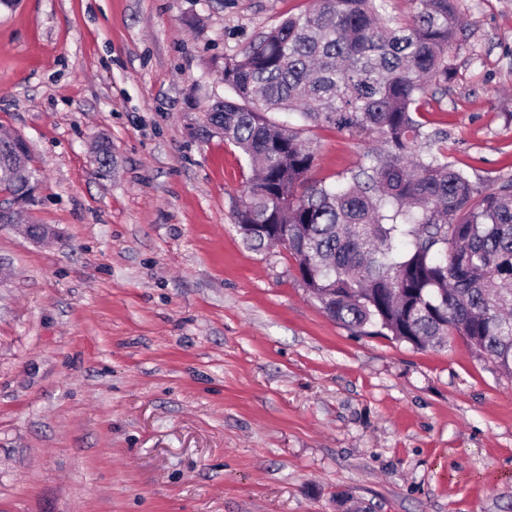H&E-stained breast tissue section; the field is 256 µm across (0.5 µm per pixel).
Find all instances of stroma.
Segmentation results:
<instances>
[{"mask_svg":"<svg viewBox=\"0 0 512 512\" xmlns=\"http://www.w3.org/2000/svg\"><path fill=\"white\" fill-rule=\"evenodd\" d=\"M310 0L0 6V134L39 174L0 228V512H512V378L462 340L357 335L256 252L251 169L200 129L225 55ZM428 128L512 179V0H465ZM313 179L364 160L314 130ZM112 149L101 174L92 148Z\"/></svg>","mask_w":512,"mask_h":512,"instance_id":"35a3bbf8","label":"stroma"}]
</instances>
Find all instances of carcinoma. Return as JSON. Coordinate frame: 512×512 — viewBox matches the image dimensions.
I'll list each match as a JSON object with an SVG mask.
<instances>
[{"label":"carcinoma","mask_w":512,"mask_h":512,"mask_svg":"<svg viewBox=\"0 0 512 512\" xmlns=\"http://www.w3.org/2000/svg\"><path fill=\"white\" fill-rule=\"evenodd\" d=\"M311 0L224 57L229 95L205 113L256 170L235 224L262 251L288 237L303 287L331 320L416 348L459 337L512 377V182L477 185L448 161V136L420 120L432 86L448 87L464 0ZM290 112L301 124L274 121ZM377 145L333 183L314 181L317 128ZM29 147L0 138V191L27 200ZM264 224L254 234L250 225Z\"/></svg>","instance_id":"1"}]
</instances>
